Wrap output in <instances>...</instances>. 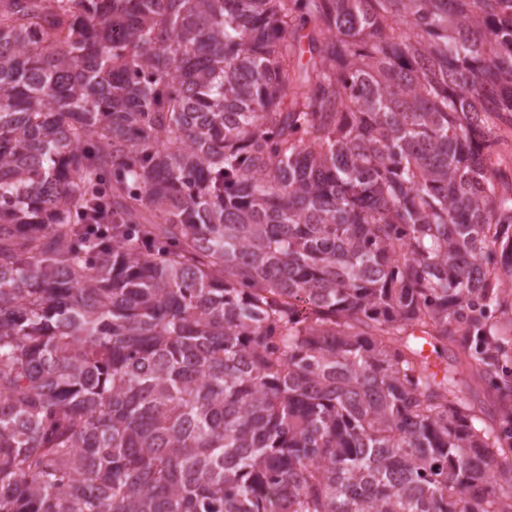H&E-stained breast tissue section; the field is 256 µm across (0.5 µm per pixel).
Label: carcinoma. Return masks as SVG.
Here are the masks:
<instances>
[{"instance_id":"carcinoma-1","label":"carcinoma","mask_w":512,"mask_h":512,"mask_svg":"<svg viewBox=\"0 0 512 512\" xmlns=\"http://www.w3.org/2000/svg\"><path fill=\"white\" fill-rule=\"evenodd\" d=\"M497 112L512 0H0V512H512Z\"/></svg>"}]
</instances>
